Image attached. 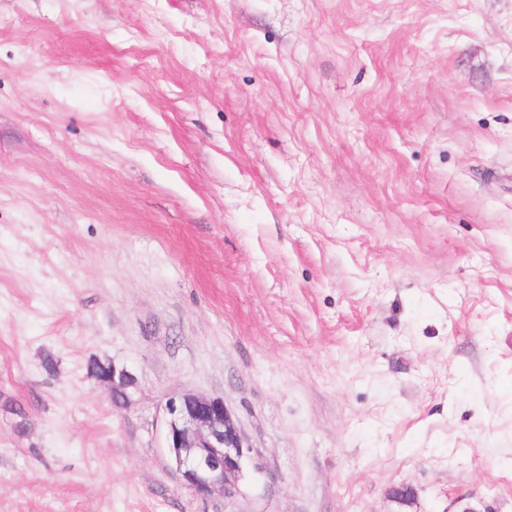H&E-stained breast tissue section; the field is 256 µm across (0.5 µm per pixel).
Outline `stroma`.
I'll return each mask as SVG.
<instances>
[{
    "label": "stroma",
    "mask_w": 512,
    "mask_h": 512,
    "mask_svg": "<svg viewBox=\"0 0 512 512\" xmlns=\"http://www.w3.org/2000/svg\"><path fill=\"white\" fill-rule=\"evenodd\" d=\"M0 512H512V0H0ZM100 382L112 390V404L114 406H123L131 396V390L136 388V378L132 373L124 368H117L112 363V379L100 378ZM167 414L163 448L182 485L201 499L234 498L251 448L223 398L182 393Z\"/></svg>",
    "instance_id": "stroma-1"
}]
</instances>
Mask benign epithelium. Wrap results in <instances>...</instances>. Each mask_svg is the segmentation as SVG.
<instances>
[{
  "instance_id": "7a95c632",
  "label": "benign epithelium",
  "mask_w": 512,
  "mask_h": 512,
  "mask_svg": "<svg viewBox=\"0 0 512 512\" xmlns=\"http://www.w3.org/2000/svg\"><path fill=\"white\" fill-rule=\"evenodd\" d=\"M112 390V404L125 405L136 378L112 367V377L100 379ZM165 424V452L184 487L196 497L220 491L232 499L244 476L250 447L222 398L182 393L169 399Z\"/></svg>"
}]
</instances>
